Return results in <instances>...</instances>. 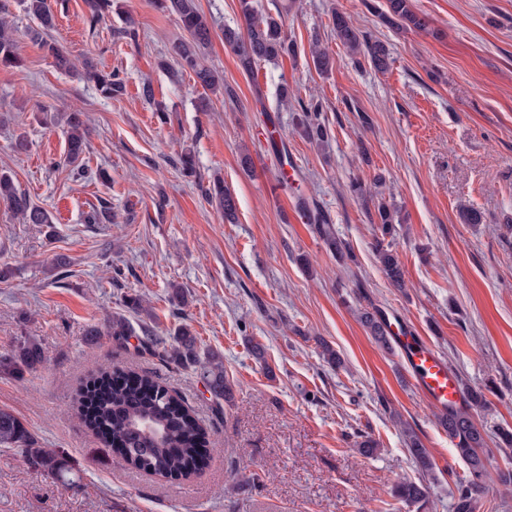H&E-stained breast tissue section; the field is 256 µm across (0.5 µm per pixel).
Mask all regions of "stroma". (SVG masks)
Masks as SVG:
<instances>
[{
    "label": "stroma",
    "instance_id": "35a3bbf8",
    "mask_svg": "<svg viewBox=\"0 0 512 512\" xmlns=\"http://www.w3.org/2000/svg\"><path fill=\"white\" fill-rule=\"evenodd\" d=\"M287 6L284 28L294 55L244 72L224 44L225 26L241 21L239 0H197L212 22L208 65L224 76L236 101L212 97L188 72L162 68L185 32L156 0H114L116 9L90 25L84 0H52L51 37L75 69L58 70L30 37L18 0H0L21 58L0 65V172L50 211L53 225L25 224L0 204V356L18 339L36 338L44 361L21 375L0 373V408L21 417L43 447L72 463V484L24 464L0 448V512H415L391 496L404 478H425L430 512H453L455 480L466 466L432 409L414 392L399 354L380 349L356 310L382 308L422 337L473 388L485 405L476 419L488 433L512 429V0H412L425 31L399 30L379 13L384 0H259ZM344 12L372 39L388 45L386 73L355 65L332 32ZM133 23L131 42L116 32ZM328 47L331 71L320 72L310 49ZM119 71L124 95L105 99L79 70ZM151 82L153 102L140 95ZM293 104L279 110L277 89ZM321 101L328 145L301 137L292 118L300 103ZM87 117L81 168L66 161L62 114ZM277 131L288 146L297 183L328 215L356 260L339 264L313 225L285 220L291 191L270 194L282 172L267 143ZM28 147L15 148L18 136ZM197 175H182V150ZM253 167L243 170L242 150ZM107 180H100L97 169ZM383 175L402 210L396 248L406 291L391 288L373 253L378 236L365 202L347 191L351 179ZM222 179L238 202V221L225 223L204 190ZM118 216L88 224L99 199ZM481 213L478 224L460 212ZM68 257L56 279L49 263ZM313 260L311 271L298 255ZM187 288L184 313L168 302L170 284ZM141 296L142 311L126 303ZM122 315L168 335L189 324L202 349L224 356L235 402L222 420L194 371L92 335ZM326 340L345 364L320 355ZM265 348L264 361L247 349ZM102 365L155 376L175 391L208 430L212 452L189 480L171 481L125 466L109 443L73 408L83 376ZM414 431L436 468L423 476L406 446ZM377 442L376 456L356 449L358 436ZM492 475L484 501L512 512V488L497 473L512 453L488 444Z\"/></svg>",
    "mask_w": 512,
    "mask_h": 512
}]
</instances>
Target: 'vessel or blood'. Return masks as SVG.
<instances>
[{"instance_id": "1", "label": "vessel or blood", "mask_w": 512, "mask_h": 512, "mask_svg": "<svg viewBox=\"0 0 512 512\" xmlns=\"http://www.w3.org/2000/svg\"><path fill=\"white\" fill-rule=\"evenodd\" d=\"M392 340L411 371L412 385L431 408L445 411L466 402L465 388L446 360L419 338L394 329Z\"/></svg>"}]
</instances>
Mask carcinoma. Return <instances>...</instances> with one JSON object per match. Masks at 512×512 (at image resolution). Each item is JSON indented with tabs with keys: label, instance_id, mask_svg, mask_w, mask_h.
Masks as SVG:
<instances>
[{
	"label": "carcinoma",
	"instance_id": "carcinoma-1",
	"mask_svg": "<svg viewBox=\"0 0 512 512\" xmlns=\"http://www.w3.org/2000/svg\"><path fill=\"white\" fill-rule=\"evenodd\" d=\"M85 2L93 27L102 22L112 8V0ZM159 4L163 10L176 16L187 33V38L172 45L170 56L181 69L193 74L195 83L202 88L234 101L235 90L224 83V77L216 69L204 63V50L211 42L212 32L196 0H159ZM20 6L37 23V28L31 30L32 37L41 41L58 68H68V55L55 42L43 39L44 34L56 27L51 0H20ZM385 6L386 10L380 12V16L391 24L418 30L428 27L427 18L413 10L411 0H385ZM240 10L244 24L237 29H224V42L236 54L243 71L250 72L259 63H275L279 58L294 53V44L283 30L281 19L259 7L258 0H240ZM332 25L336 37L355 62L364 59L380 72L390 68L391 58L387 47L353 26L343 13L333 11ZM312 57L319 71H328L332 57L318 41L313 44ZM19 61L11 28L1 20L0 63L12 65ZM87 73L105 99L118 97L125 91L124 79L116 71L102 74L89 65ZM320 109L321 103L318 101L301 106L296 126L308 141L323 146L329 141V130L320 121ZM67 125L66 159L69 164L77 166L86 152L84 122L79 113L72 112L67 118ZM292 191L299 213L306 223L315 226L336 259L341 262L353 260L350 246L336 237L320 205L309 198L301 187H294ZM204 193L207 199L216 202L225 222L235 221L237 200L230 190L224 188V184L217 180L205 188ZM0 201L26 224L54 223L51 213L19 191L12 177L4 172L0 173ZM369 217L371 223L378 225L381 233L374 245L376 262L388 284L402 291L407 284L396 249L398 226L403 224L401 209L394 200L382 195L374 203V211L369 213ZM112 218V208L103 202L87 213L86 222L110 223ZM169 302L177 311L188 307V295L181 285L170 284ZM358 318L368 335L382 349L393 350L386 315L378 307L370 305L360 309ZM107 333L120 345L134 336L141 349L158 354L166 362L199 373L210 393L216 415H223L224 404L232 401L233 388L224 374L223 356L214 351L200 353L197 336L188 325H179L167 343L153 326L144 322L135 326L124 316H114ZM43 360L41 345L35 339L25 337L17 342L10 358L0 366L5 369L33 370ZM468 394L466 407L450 409L448 413L440 415V425L448 431L458 457L467 466V475L457 482L454 512H481L488 477L481 455V449L487 445L488 434L473 414L474 409L485 404V397L482 391L474 388L468 389ZM77 407L88 426L95 433L107 436L115 453L132 469L168 480H187L208 459L207 433L192 410L167 385L152 376L115 372L103 366L81 385ZM0 448L17 452L29 466L57 478L64 480L71 472L66 455L43 447L27 423L6 408H0ZM407 450L420 470H432L433 460L429 450L412 433L407 435ZM393 494L401 502L415 508L416 512H428L430 508V485L422 480H403L394 486Z\"/></svg>",
	"mask_w": 512,
	"mask_h": 512
}]
</instances>
